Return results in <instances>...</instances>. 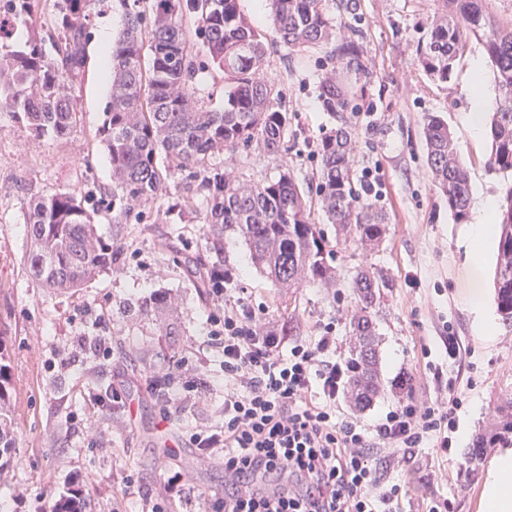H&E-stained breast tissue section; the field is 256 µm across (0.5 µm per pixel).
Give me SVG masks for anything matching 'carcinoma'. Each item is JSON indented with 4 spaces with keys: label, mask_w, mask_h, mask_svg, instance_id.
Wrapping results in <instances>:
<instances>
[{
    "label": "carcinoma",
    "mask_w": 512,
    "mask_h": 512,
    "mask_svg": "<svg viewBox=\"0 0 512 512\" xmlns=\"http://www.w3.org/2000/svg\"><path fill=\"white\" fill-rule=\"evenodd\" d=\"M283 45L303 50L336 43L339 68L320 79L319 99L335 125L317 146L316 193L329 223L360 244H375L385 234L384 216L360 203L353 167L351 115L365 95L367 76L361 31L338 32L325 0H268ZM441 12L416 45L415 61L431 79L446 83L455 61L471 41L482 44L500 90L489 127L488 171L512 172V20L500 23L487 11L489 0H439ZM12 17L45 15L49 56L43 40L11 43L0 17V100L11 106L37 139H64L77 129L75 86L88 59L90 22L104 9H118L123 27L108 57L111 91L97 136L112 166V183L103 190L99 209L88 208L95 190L61 191L29 203L26 224L31 240L26 268L49 292L67 293L98 273L124 263L126 228L137 208H152L168 198L165 223L185 219L201 225L200 244L207 258L187 255L177 263L195 288H231L233 268L221 253L224 233L239 235L252 264L275 288L303 283L336 287L332 266L339 241L331 240L311 218L297 174L286 168L273 179L248 182L224 170L219 156L240 146L260 156L280 153L290 117L278 104L280 90L260 71L266 62L263 34L239 11L238 0H7ZM195 18L194 30L185 26ZM224 72V109L203 105L192 87L193 52ZM427 162L434 184L448 200L454 220L467 222L471 203L468 170L460 163L448 123L428 114L422 124ZM186 173L185 183L176 174ZM112 218V239L98 233L96 217ZM497 258L494 302L502 324L512 329V185L506 188L496 221ZM357 304L350 321L353 342L347 361L354 371L346 399L356 412L371 409L384 393L380 376L378 313L390 282L368 268L348 283ZM165 308L163 326L178 327L177 304L166 294L144 302L145 317ZM10 356L0 335V473L13 464L16 443L11 394ZM157 400H165L168 381L148 377ZM512 447V398L494 408L490 422L466 452V464L479 465L485 449ZM81 488L70 487L52 512H86Z\"/></svg>",
    "instance_id": "1"
}]
</instances>
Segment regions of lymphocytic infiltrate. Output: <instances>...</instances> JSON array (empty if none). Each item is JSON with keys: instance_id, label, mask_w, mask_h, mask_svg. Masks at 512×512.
<instances>
[{"instance_id": "f902f5d3", "label": "lymphocytic infiltrate", "mask_w": 512, "mask_h": 512, "mask_svg": "<svg viewBox=\"0 0 512 512\" xmlns=\"http://www.w3.org/2000/svg\"><path fill=\"white\" fill-rule=\"evenodd\" d=\"M224 369V427L193 434L201 457H224V496L211 512H381L405 494L379 489L371 449L450 454L455 391L429 405L406 401L360 423L337 417L351 368L336 355L335 324L288 343L245 302L224 310L215 332Z\"/></svg>"}]
</instances>
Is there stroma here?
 <instances>
[{"mask_svg": "<svg viewBox=\"0 0 512 512\" xmlns=\"http://www.w3.org/2000/svg\"><path fill=\"white\" fill-rule=\"evenodd\" d=\"M238 5L267 39L265 74L282 90V107L292 123L278 156L240 148L223 154V164L253 181L275 177L285 167L301 181L314 179L317 145L332 125L318 98L319 80L333 67L330 53L287 50L265 0H238ZM325 8L340 30L362 32L368 76L362 108L353 117L356 172L373 183V193L362 199L385 214L387 233L372 251L352 242L340 245L334 264L343 288L331 292L305 283L282 293L252 266L241 238L227 234L224 260L238 274L227 302L244 299L269 324L294 316L302 340L329 322L344 336L355 310L346 281L361 267L381 270L393 283L379 312L386 386L363 421L409 399L432 404L450 381L463 405L450 457L416 448L396 464L377 457L378 472L388 482H410L400 512H425L428 496L450 499L451 512H481L490 464L482 462L477 474H469L464 452L497 398L512 395V331L497 327L489 340L476 331L466 236L485 199L501 202L512 178L488 172V134L473 132L466 115L478 93L485 111H492L499 89L477 42L457 60L448 83L433 81L418 67L415 46L438 10L437 0H359L353 13L326 0ZM108 25L121 29L120 11L93 19L89 61L77 92L82 119L69 138L36 139L22 123L0 114V331L9 347L17 431L14 466L0 483V498L8 500L11 512H49L53 500L76 482L96 512H149L156 502L165 512L189 507L207 512L224 494V465L218 458L200 464L191 437L224 423V395L205 384L223 375L208 339L225 302L193 287L172 263L173 251L195 247L199 225H185L182 239H170L161 201L142 223L129 225L133 244L121 269L100 273L67 294L46 292L26 272L29 201L91 183L103 188L112 180L97 137L108 101V88L99 82L101 34ZM429 114L447 120L470 174L471 205L463 224L454 221L427 165L422 123ZM160 292L183 299L180 335H160L153 321L139 314L142 302ZM449 334L458 336L462 347L453 360L443 344ZM172 365L179 376L178 412L172 429L164 431L145 380ZM112 390L122 400L108 409L99 395ZM164 446L175 448L171 465L190 477L193 502L166 498L158 453Z\"/></svg>", "mask_w": 512, "mask_h": 512, "instance_id": "stroma-1", "label": "stroma"}]
</instances>
